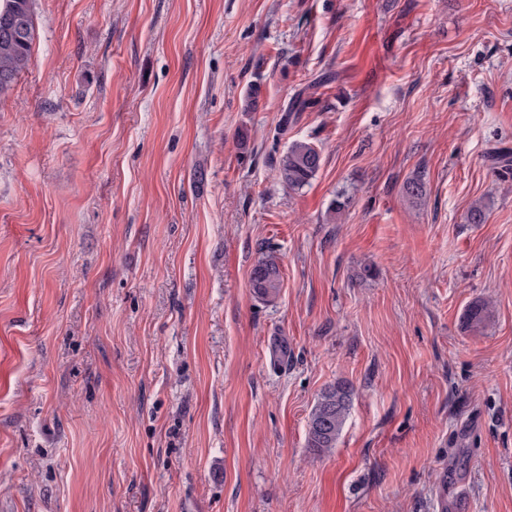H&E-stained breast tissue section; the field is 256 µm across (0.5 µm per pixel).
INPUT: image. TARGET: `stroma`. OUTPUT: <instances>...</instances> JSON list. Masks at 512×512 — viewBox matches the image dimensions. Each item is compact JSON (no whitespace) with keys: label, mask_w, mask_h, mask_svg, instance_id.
Here are the masks:
<instances>
[{"label":"stroma","mask_w":512,"mask_h":512,"mask_svg":"<svg viewBox=\"0 0 512 512\" xmlns=\"http://www.w3.org/2000/svg\"><path fill=\"white\" fill-rule=\"evenodd\" d=\"M34 8L0 96V512H512V0ZM296 140L322 166L291 190ZM321 162V152L314 144L294 141L276 161L275 176L289 189L299 190L316 176ZM250 285L254 294L262 300L274 298L279 294L282 288V275L273 255H267L253 266ZM353 390L345 381L326 388L314 405L307 432V448L315 454H325L336 443L349 416Z\"/></svg>","instance_id":"stroma-1"}]
</instances>
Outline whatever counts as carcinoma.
<instances>
[{"instance_id":"cac0c4a2","label":"carcinoma","mask_w":512,"mask_h":512,"mask_svg":"<svg viewBox=\"0 0 512 512\" xmlns=\"http://www.w3.org/2000/svg\"><path fill=\"white\" fill-rule=\"evenodd\" d=\"M0 95L9 91L17 77L26 70L32 58L36 38L34 0H0ZM322 162L320 150L312 143L295 141L276 161V178L293 190L310 183ZM406 198L414 202L426 192L425 182L418 176L408 179L404 186ZM250 285L254 294L268 300L282 288V275L276 258L268 255L252 268ZM353 390L340 381L326 388L314 405L307 432V447L316 454L336 448V443L349 416Z\"/></svg>"}]
</instances>
